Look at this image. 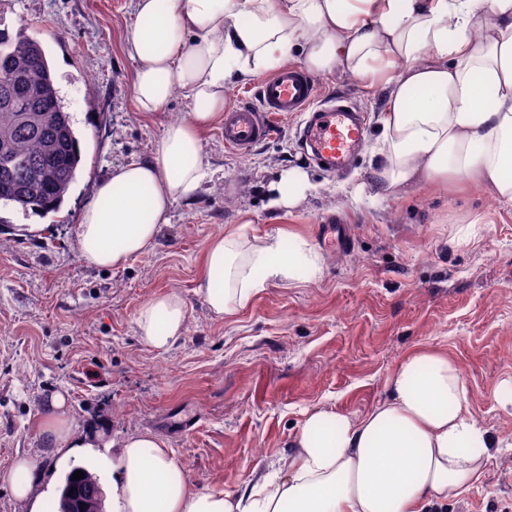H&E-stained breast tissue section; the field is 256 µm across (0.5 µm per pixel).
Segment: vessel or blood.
Returning <instances> with one entry per match:
<instances>
[{"mask_svg": "<svg viewBox=\"0 0 512 512\" xmlns=\"http://www.w3.org/2000/svg\"><path fill=\"white\" fill-rule=\"evenodd\" d=\"M316 93L314 82L301 67H282L260 83L256 103L225 109V147L248 152L274 135L276 119L305 111L309 117L301 130V139L313 163L336 175L348 173L366 142L363 117L344 100L311 110Z\"/></svg>", "mask_w": 512, "mask_h": 512, "instance_id": "obj_1", "label": "vessel or blood"}]
</instances>
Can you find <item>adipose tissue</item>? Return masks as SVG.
Masks as SVG:
<instances>
[{
    "label": "adipose tissue",
    "mask_w": 512,
    "mask_h": 512,
    "mask_svg": "<svg viewBox=\"0 0 512 512\" xmlns=\"http://www.w3.org/2000/svg\"><path fill=\"white\" fill-rule=\"evenodd\" d=\"M487 5L489 25L477 22ZM122 49L134 63L139 112L161 111L175 93L187 117L169 122L149 158L114 168L81 213L82 262L115 269L150 252L172 205L212 181L203 135L224 117L236 81L280 68L300 52L312 72L345 73L384 98L372 183L402 195L422 182L465 178L512 205V0H135ZM314 265L282 235L249 247L237 229L207 245L196 284L220 318L244 310L265 280L294 279ZM187 304L160 292L139 309L142 342L168 351L186 332ZM386 402L354 419L307 412L287 460L243 489H195L168 444L150 433L77 436L67 399L41 418L43 444L60 460L115 447L112 512H435L449 493L479 482L490 443L466 413L467 391L447 353L407 354ZM13 496L43 512L34 457L8 474Z\"/></svg>",
    "instance_id": "ef3b65f1"
}]
</instances>
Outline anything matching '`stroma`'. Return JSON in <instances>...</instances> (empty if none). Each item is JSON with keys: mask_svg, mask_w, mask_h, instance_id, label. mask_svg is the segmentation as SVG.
I'll return each instance as SVG.
<instances>
[{"mask_svg": "<svg viewBox=\"0 0 512 512\" xmlns=\"http://www.w3.org/2000/svg\"><path fill=\"white\" fill-rule=\"evenodd\" d=\"M0 10L10 32L24 25L42 41L81 153L60 211L0 209V512H26L7 481L17 453L54 470L38 431L54 394H67L76 434L101 420L114 437L152 432L195 488L232 491L290 453L306 410L358 418L384 402L389 376L422 347L454 359L467 412L500 443L480 482L439 512H512L511 206L456 176L405 197L376 195L379 95L352 76L320 75L321 98L347 97L365 115L350 173L311 163L299 116L246 154L225 149L212 127L203 144L217 179L174 204L150 253L89 268L74 231L97 183L148 158L187 102L177 93L164 111L138 112L122 52L132 0H0ZM295 167L311 191L297 208L272 211L271 183ZM37 218L48 231L22 232ZM230 227L246 244L291 233L316 250L319 269L267 280L236 316L215 317L195 288L208 242ZM171 290L187 302V330L161 353L141 342L136 316Z\"/></svg>", "mask_w": 512, "mask_h": 512, "instance_id": "1", "label": "stroma"}]
</instances>
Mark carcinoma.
Wrapping results in <instances>:
<instances>
[{
	"instance_id": "carcinoma-1",
	"label": "carcinoma",
	"mask_w": 512,
	"mask_h": 512,
	"mask_svg": "<svg viewBox=\"0 0 512 512\" xmlns=\"http://www.w3.org/2000/svg\"><path fill=\"white\" fill-rule=\"evenodd\" d=\"M81 157L73 116L65 110L42 42L12 35L0 11V206L45 213L57 208L76 178ZM68 474L55 512L71 490L82 489L91 509L102 505L97 476Z\"/></svg>"
}]
</instances>
